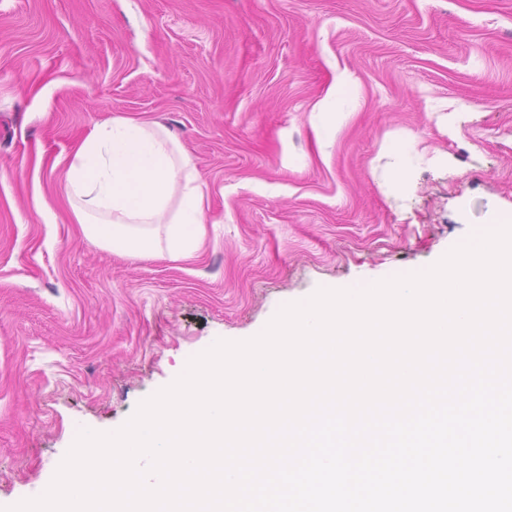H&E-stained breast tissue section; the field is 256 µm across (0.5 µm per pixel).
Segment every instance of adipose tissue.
<instances>
[{"mask_svg":"<svg viewBox=\"0 0 512 512\" xmlns=\"http://www.w3.org/2000/svg\"><path fill=\"white\" fill-rule=\"evenodd\" d=\"M65 193L83 232L131 257L154 252L167 229L170 257L189 253L206 219V191L183 145L162 124L114 118L72 153Z\"/></svg>","mask_w":512,"mask_h":512,"instance_id":"obj_1","label":"adipose tissue"}]
</instances>
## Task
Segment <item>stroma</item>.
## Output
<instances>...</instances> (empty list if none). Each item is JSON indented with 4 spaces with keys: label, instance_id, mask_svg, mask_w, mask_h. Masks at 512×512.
Instances as JSON below:
<instances>
[{
    "label": "stroma",
    "instance_id": "obj_1",
    "mask_svg": "<svg viewBox=\"0 0 512 512\" xmlns=\"http://www.w3.org/2000/svg\"><path fill=\"white\" fill-rule=\"evenodd\" d=\"M208 186L194 251L75 224L100 122ZM512 217V0H0V505L284 305L427 269Z\"/></svg>",
    "mask_w": 512,
    "mask_h": 512
}]
</instances>
